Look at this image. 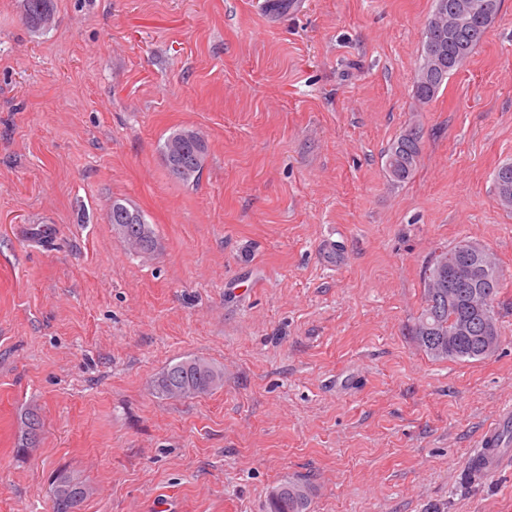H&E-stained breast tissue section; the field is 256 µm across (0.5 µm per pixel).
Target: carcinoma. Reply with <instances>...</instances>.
I'll use <instances>...</instances> for the list:
<instances>
[{
	"label": "carcinoma",
	"instance_id": "1",
	"mask_svg": "<svg viewBox=\"0 0 512 512\" xmlns=\"http://www.w3.org/2000/svg\"><path fill=\"white\" fill-rule=\"evenodd\" d=\"M483 6L481 12L486 14L483 24L470 20L459 32L456 41L449 50L456 54L454 67H459L483 41L486 32L499 12L500 0H477ZM22 14L25 22L33 28H42L52 17L54 0H21ZM443 86V82L419 84L414 81V98L422 103L430 102ZM184 130L172 132L164 141L161 152L170 175L182 182L190 183L199 179L205 160L207 145L204 138L191 144L183 156L182 164L174 166L169 159V146ZM421 134L412 127L401 134L390 146L386 166L391 178L403 182L413 175L420 162ZM132 221L128 225L131 235L125 241L134 249L147 252L154 245V229L151 225H142L143 216L137 212L127 213ZM448 255L453 262L464 264L473 258L471 240L463 239L448 248ZM435 269L430 267L424 273L423 304L416 317L412 334L418 346L436 360L472 362L482 360V336L485 332L479 324L474 325L471 332L455 337L452 330L458 319L469 317L471 296L477 293L484 297L490 310H495V301L502 286L500 269L491 263L488 271H479L482 278L492 283L490 288H473L468 284L455 286L453 295H448V285L437 288L430 287ZM224 371L210 361L194 357L178 361L168 366L156 380V391L167 398H185L204 394L223 385ZM36 419L37 426H42L38 414L34 410L25 413L21 419L22 428L18 442V450L25 452L37 446V441L28 431L27 421ZM62 486L64 490L53 494V512H78L88 495L87 488L70 474L60 471L55 475L53 486ZM311 490L309 485L285 479L274 486L268 495L269 512H310Z\"/></svg>",
	"mask_w": 512,
	"mask_h": 512
}]
</instances>
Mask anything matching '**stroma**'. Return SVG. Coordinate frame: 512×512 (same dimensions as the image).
I'll list each match as a JSON object with an SVG mask.
<instances>
[{
    "label": "stroma",
    "instance_id": "35a3bbf8",
    "mask_svg": "<svg viewBox=\"0 0 512 512\" xmlns=\"http://www.w3.org/2000/svg\"><path fill=\"white\" fill-rule=\"evenodd\" d=\"M0 0V512H512V470L466 473L512 400V0L432 101L413 97L434 0ZM421 130L398 183L390 144ZM200 132L198 181L169 133ZM155 231L130 250L113 202ZM496 257L502 342L473 362L415 342L432 254ZM336 261L323 260L326 240ZM202 357L224 384L153 382ZM36 409L40 444L17 451ZM22 14L25 22L32 28H43L44 23L51 19L53 0H21ZM186 131H193L188 129H180L173 131L164 141L161 152L163 155V158L165 160L167 169L170 173V175L182 183H190L191 181L195 182V180L199 179L200 172L203 167V163L205 160L206 152H207V145L204 140V138L199 135L200 133L196 132L199 136L198 143L191 144L187 147V150L183 156L182 164L178 167H175L173 163H177L178 160L182 156V146L185 142L192 141L194 139V135L187 134L184 135L183 141L176 144L171 152V160L169 159V146L173 140L178 138L182 133ZM224 371L210 361L194 357L169 365L156 380V391L167 398L204 394L223 385ZM58 485L64 487L65 490L55 493V488ZM53 488V512L79 511L80 506L88 495L87 488L63 470L55 475ZM309 485L285 479L274 486L268 495L269 512H310Z\"/></svg>",
    "mask_w": 512,
    "mask_h": 512
}]
</instances>
